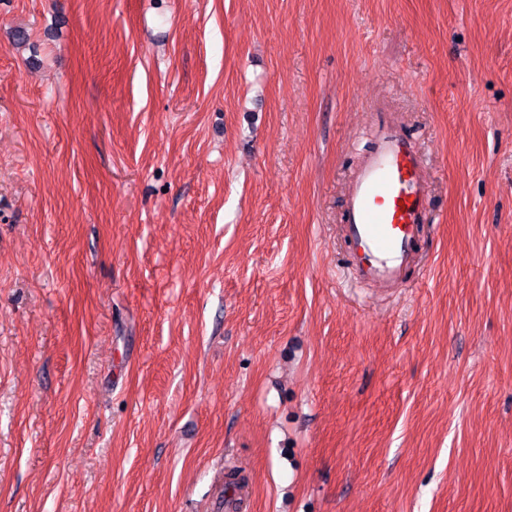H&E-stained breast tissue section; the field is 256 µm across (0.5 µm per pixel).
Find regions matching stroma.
Listing matches in <instances>:
<instances>
[{
  "mask_svg": "<svg viewBox=\"0 0 512 512\" xmlns=\"http://www.w3.org/2000/svg\"><path fill=\"white\" fill-rule=\"evenodd\" d=\"M378 110L430 202L387 299L342 239ZM233 469L244 512H512V0H0V512Z\"/></svg>",
  "mask_w": 512,
  "mask_h": 512,
  "instance_id": "obj_1",
  "label": "stroma"
}]
</instances>
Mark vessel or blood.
<instances>
[{"label": "vessel or blood", "instance_id": "vessel-or-blood-1", "mask_svg": "<svg viewBox=\"0 0 512 512\" xmlns=\"http://www.w3.org/2000/svg\"><path fill=\"white\" fill-rule=\"evenodd\" d=\"M373 126L371 147L348 184L343 233L358 278L388 294L414 259L428 200L409 136L383 112Z\"/></svg>", "mask_w": 512, "mask_h": 512}]
</instances>
